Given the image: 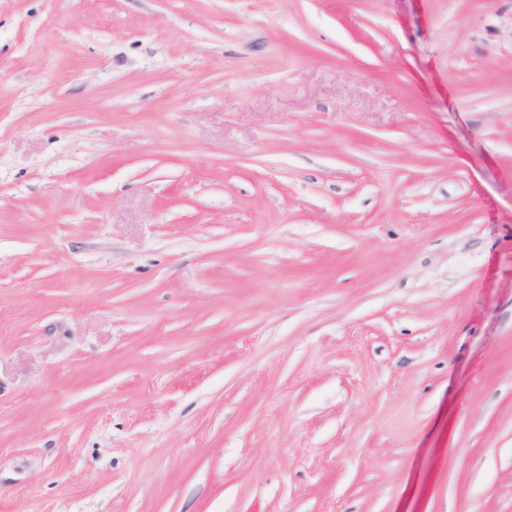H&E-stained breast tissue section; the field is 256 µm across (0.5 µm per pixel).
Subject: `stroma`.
I'll list each match as a JSON object with an SVG mask.
<instances>
[{"label":"stroma","mask_w":512,"mask_h":512,"mask_svg":"<svg viewBox=\"0 0 512 512\" xmlns=\"http://www.w3.org/2000/svg\"><path fill=\"white\" fill-rule=\"evenodd\" d=\"M0 512H512V0H0Z\"/></svg>","instance_id":"obj_1"}]
</instances>
